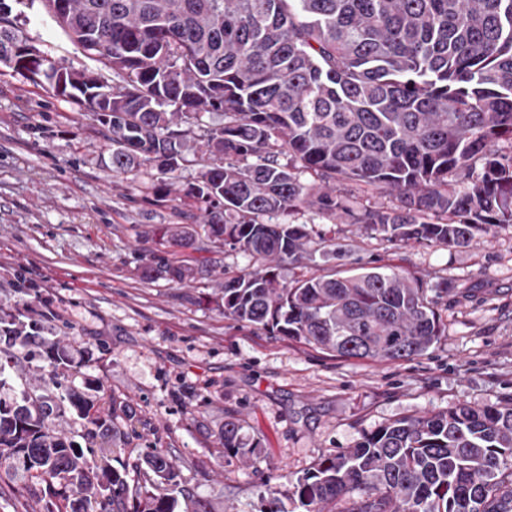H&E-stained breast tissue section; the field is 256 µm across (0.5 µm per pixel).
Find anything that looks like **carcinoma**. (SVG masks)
Segmentation results:
<instances>
[{
    "label": "carcinoma",
    "instance_id": "obj_1",
    "mask_svg": "<svg viewBox=\"0 0 512 512\" xmlns=\"http://www.w3.org/2000/svg\"><path fill=\"white\" fill-rule=\"evenodd\" d=\"M45 14L117 75L76 69L30 44L0 0V65L75 101L110 141L115 176L206 164L177 207L201 224H159L152 240L181 250L145 277L181 284L205 242L260 268L224 273L218 307L339 357L407 361L442 335L437 285L387 265L349 275L336 227L274 223L302 208L390 242L469 247L512 224V0H40ZM223 122L202 123L205 114ZM317 178L305 182L301 174ZM345 181L397 200L359 205ZM321 259L319 275L284 267ZM49 313L0 308V474L22 478L42 512H210L177 459L126 445L125 406L103 384L66 386L94 361L76 338L44 336ZM70 409L86 446L57 430ZM224 418L223 453L255 446ZM302 512H512V398L406 417L319 459L292 484Z\"/></svg>",
    "mask_w": 512,
    "mask_h": 512
}]
</instances>
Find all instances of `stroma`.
I'll list each match as a JSON object with an SVG mask.
<instances>
[{
  "label": "stroma",
  "instance_id": "stroma-1",
  "mask_svg": "<svg viewBox=\"0 0 512 512\" xmlns=\"http://www.w3.org/2000/svg\"><path fill=\"white\" fill-rule=\"evenodd\" d=\"M13 14L41 51L102 72L40 5L18 0ZM110 149L77 104L0 65V307L28 298L53 312L57 335L105 345L75 385L99 380L111 389L135 432L126 454L172 449L183 479L213 512H263L264 481L280 475V512H298L290 480L362 433L512 397V227L448 248L343 225L352 248L337 269L373 261L429 287L448 284L439 306L446 330L423 355L347 359L220 314L225 272L256 266L242 252L211 249L201 275L181 285L143 278L146 263L170 254L146 231L180 218L173 201L145 196L157 170L113 177ZM228 414L256 444L254 461L224 456L218 435Z\"/></svg>",
  "mask_w": 512,
  "mask_h": 512
}]
</instances>
